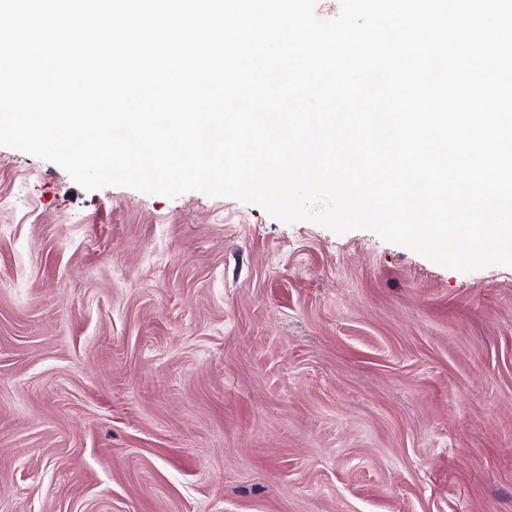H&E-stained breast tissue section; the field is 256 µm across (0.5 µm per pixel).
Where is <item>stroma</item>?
Listing matches in <instances>:
<instances>
[{
  "instance_id": "obj_1",
  "label": "stroma",
  "mask_w": 512,
  "mask_h": 512,
  "mask_svg": "<svg viewBox=\"0 0 512 512\" xmlns=\"http://www.w3.org/2000/svg\"><path fill=\"white\" fill-rule=\"evenodd\" d=\"M0 512H512V267L0 147Z\"/></svg>"
}]
</instances>
